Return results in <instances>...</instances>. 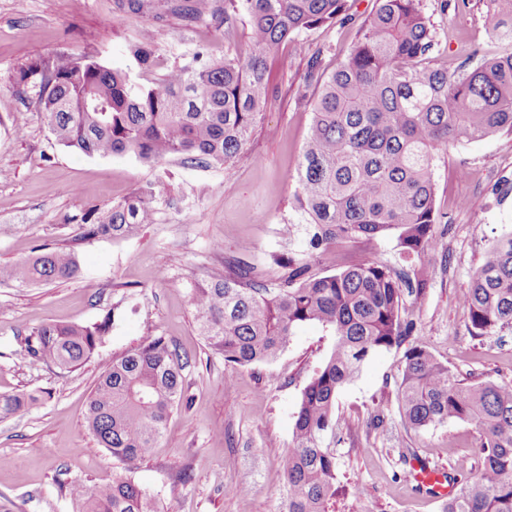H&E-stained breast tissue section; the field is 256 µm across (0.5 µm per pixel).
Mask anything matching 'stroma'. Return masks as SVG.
Instances as JSON below:
<instances>
[{
	"label": "stroma",
	"instance_id": "1",
	"mask_svg": "<svg viewBox=\"0 0 512 512\" xmlns=\"http://www.w3.org/2000/svg\"><path fill=\"white\" fill-rule=\"evenodd\" d=\"M345 26L313 29L286 42L269 60L276 87L242 158L192 167L173 160L154 171L132 156H86L58 145L30 89L17 83L32 62L65 53L91 55L107 66L160 81L166 69L197 49L213 59L252 51L248 21L234 32L217 23H190L165 12L162 0L142 11L120 0H0V265L35 255L39 246L74 244L80 273L47 285L0 286V392H45L32 410L0 420V512H74L64 488L96 486L129 475L156 512H284V476L277 459L291 446L301 394L330 355L335 338L318 324L297 327L267 363L225 364L200 335L189 291L223 276L240 260L267 280L283 275L276 255L293 252L280 226L291 213L294 175L312 118L320 73L335 69L356 43L379 0H349ZM488 0H422L436 36L425 61L433 68L467 64L475 46L498 51L484 25ZM155 37L156 64L145 72L128 54L146 32ZM163 174L165 193L155 223L119 241L79 242L82 216L106 209ZM433 179L439 220L436 244L403 261L394 238L340 240L325 273L374 261L414 275L426 270L425 295L407 301L412 343L448 364L463 382H512V330L470 334L460 297L485 253L512 233V134L459 142L436 155ZM112 328L94 358L59 372L32 361L25 339L49 323ZM164 336L185 351L188 404L175 409L153 452L124 463L101 448L85 424L88 397L100 368ZM404 347L369 356L336 399L329 436L337 458L336 512H441L433 498L407 481L411 462L453 474L458 457L473 453L476 428L451 421L414 429L401 418L399 370ZM249 486L239 494V486Z\"/></svg>",
	"mask_w": 512,
	"mask_h": 512
}]
</instances>
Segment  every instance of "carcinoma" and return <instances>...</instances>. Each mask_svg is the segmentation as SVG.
Masks as SVG:
<instances>
[{
    "label": "carcinoma",
    "instance_id": "carcinoma-1",
    "mask_svg": "<svg viewBox=\"0 0 512 512\" xmlns=\"http://www.w3.org/2000/svg\"><path fill=\"white\" fill-rule=\"evenodd\" d=\"M361 39L321 78L312 122L296 169L287 239L304 249L273 262L287 270L271 283L250 267L228 265L224 278L191 289L199 329L224 361L267 362L292 331L318 323L336 336L324 365L303 389L292 446L279 458L286 512H333L336 396L365 359L412 336L405 295L420 299L416 282L377 262L311 273L313 253L326 256L339 239L393 237L406 257L435 243L433 163L436 151L459 141L512 133V0H492L484 21L506 49L472 50L475 66L432 69L422 61L435 40L421 0H379ZM348 0H182L174 12L194 23L224 19L232 32L240 14L250 22L253 52L200 51L168 68L160 83L141 84L94 56L57 54L19 74L55 141L88 156L129 155L150 167L172 157L184 164H229L244 154L266 101L268 59L306 30L349 19ZM154 36L129 46L140 69L154 64ZM165 183L142 184L112 208L81 217L80 240L128 238L156 220ZM78 272L74 249L53 248L0 266V284L43 285ZM471 335L512 329V234L499 240L461 295ZM110 318L99 324H47L26 338L35 361L71 371L103 343ZM189 357L163 336L101 371L85 421L101 447L122 462L152 453L175 407L188 400L183 371ZM400 413L412 428L469 422L480 434L475 476L444 502L443 512H512V383L457 379L448 365L414 345L405 351L398 385ZM38 404L25 392L0 393V419ZM76 512H154L128 477L68 488Z\"/></svg>",
    "mask_w": 512,
    "mask_h": 512
}]
</instances>
